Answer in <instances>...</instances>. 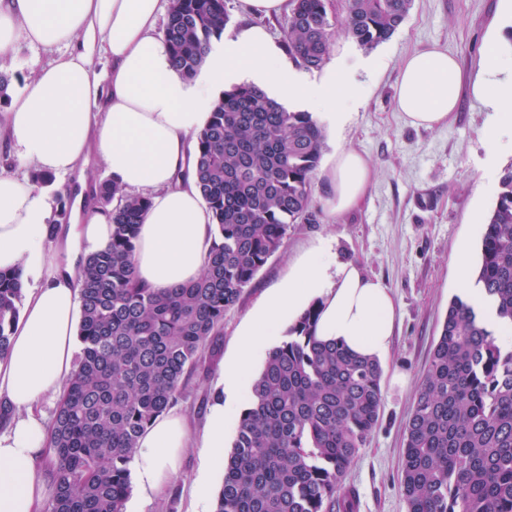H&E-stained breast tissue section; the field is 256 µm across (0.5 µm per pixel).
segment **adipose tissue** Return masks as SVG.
Returning <instances> with one entry per match:
<instances>
[{"label":"adipose tissue","mask_w":512,"mask_h":512,"mask_svg":"<svg viewBox=\"0 0 512 512\" xmlns=\"http://www.w3.org/2000/svg\"><path fill=\"white\" fill-rule=\"evenodd\" d=\"M164 0H0V67L13 64V47L58 49L48 65L27 76L0 117V144L15 160L57 177L84 180L91 160L104 163L123 189L147 193L151 206L139 227L133 266L136 279L154 289L197 279L210 250L212 214L190 175L197 133L225 89L254 84L278 101L307 110L336 130L348 122L361 89L346 70L331 68L311 80L268 31L246 23L209 48L191 78L170 64L158 29ZM110 67L96 76V55ZM486 76L473 93L492 114L482 138L492 151L512 150V77L495 45L484 49ZM462 77L447 50L407 56L400 67L396 106L410 124L443 125L459 102ZM331 213L356 208L373 179L368 159L350 148L332 153L325 169ZM53 201L30 178L0 174V270L21 269L32 286L15 324L10 348L0 357V397L13 408L0 427V512H41L54 491L48 466L51 426L40 406L60 398L78 366L76 336L82 315L80 287L58 252L107 245L111 217L79 198L59 251L44 242ZM459 292L479 319L501 334L493 300L472 279L467 249L457 254ZM319 307L315 336L354 354L385 359L395 327V303L382 281L356 265L335 261L325 240L313 241L252 314L236 358L226 364L224 389L232 402L212 410L200 451L210 460L224 453V428L250 398L251 374L269 337L280 335L310 304ZM190 443L181 415L162 414L139 439L133 454L138 485L158 491L178 475Z\"/></svg>","instance_id":"adipose-tissue-1"}]
</instances>
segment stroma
<instances>
[{"label": "stroma", "mask_w": 512, "mask_h": 512, "mask_svg": "<svg viewBox=\"0 0 512 512\" xmlns=\"http://www.w3.org/2000/svg\"><path fill=\"white\" fill-rule=\"evenodd\" d=\"M497 38L503 58L512 59V0H413L392 38L370 51L346 37L335 39L328 65L361 61L355 73L363 89L350 121L326 135L327 150L355 149L377 171L357 209L330 215L325 185L315 178V224L292 226L281 251L271 257L224 316L221 336L206 345L202 367L188 380L175 404L188 423L191 446L181 456L176 512H212L223 468L200 455L213 397L223 394L221 377L240 343L250 312L288 269V262L316 238L327 239L338 261L350 262L380 279L395 301V330L382 363V411L346 475L357 493V512H407L399 490L405 424L423 382L448 304L457 294L456 253L467 245L471 265L480 260L482 223L496 203L490 175L512 168V153L490 158L480 136L491 119L471 93L483 46ZM448 50L459 64V105L446 124L410 125L395 109L403 59L433 46ZM207 480L211 495L200 498L196 484Z\"/></svg>", "instance_id": "1"}]
</instances>
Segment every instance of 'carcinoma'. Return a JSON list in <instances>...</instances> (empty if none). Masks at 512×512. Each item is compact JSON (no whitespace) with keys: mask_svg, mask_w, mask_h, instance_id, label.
<instances>
[{"mask_svg":"<svg viewBox=\"0 0 512 512\" xmlns=\"http://www.w3.org/2000/svg\"><path fill=\"white\" fill-rule=\"evenodd\" d=\"M283 47L320 68L335 37L371 50L388 41L412 0H289ZM230 22L225 0H169L164 36L172 67L201 69ZM325 131L257 86L224 91L196 137L194 176L213 214L200 278L158 290L140 284L133 257L147 194L98 183L114 205L112 237L81 258L79 368L52 420L56 492L47 512H125L141 435L202 365L224 315L284 244L294 224L317 223L313 181ZM476 281L512 326V169L484 222ZM20 275L0 271V355L19 318ZM309 308L270 349L224 458L214 512H356L347 472L379 421L383 368L314 336ZM400 491L407 512H512V346L460 297L448 304L405 427Z\"/></svg>","mask_w":512,"mask_h":512,"instance_id":"obj_1","label":"carcinoma"}]
</instances>
